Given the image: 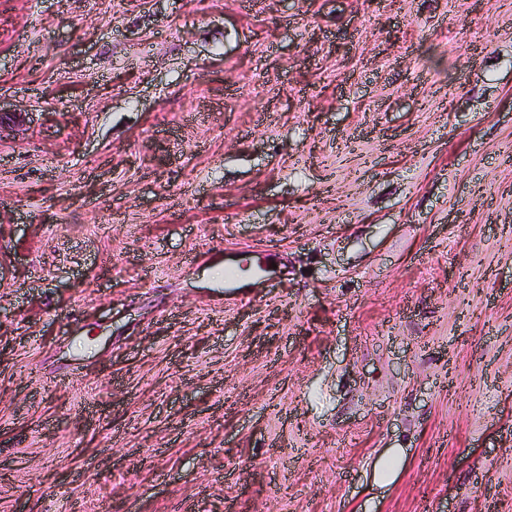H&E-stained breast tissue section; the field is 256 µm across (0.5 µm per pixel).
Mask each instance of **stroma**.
Instances as JSON below:
<instances>
[{"instance_id": "35a3bbf8", "label": "stroma", "mask_w": 512, "mask_h": 512, "mask_svg": "<svg viewBox=\"0 0 512 512\" xmlns=\"http://www.w3.org/2000/svg\"><path fill=\"white\" fill-rule=\"evenodd\" d=\"M0 99V512H512V0H0Z\"/></svg>"}]
</instances>
